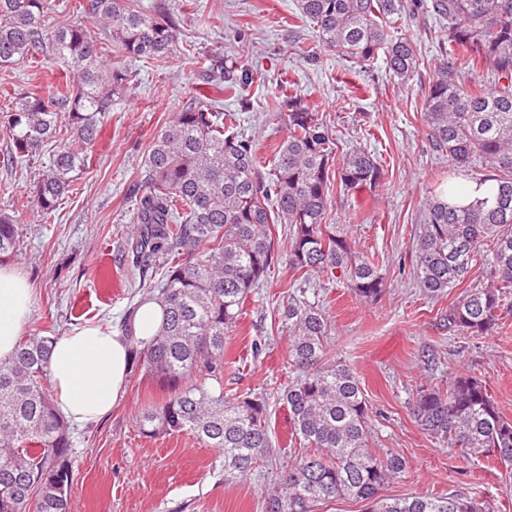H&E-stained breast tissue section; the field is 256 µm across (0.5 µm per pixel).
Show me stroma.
I'll use <instances>...</instances> for the list:
<instances>
[{
  "mask_svg": "<svg viewBox=\"0 0 512 512\" xmlns=\"http://www.w3.org/2000/svg\"><path fill=\"white\" fill-rule=\"evenodd\" d=\"M139 4L149 14L172 16L181 42L195 45L194 56L166 68L125 61L133 81L102 117L89 169L52 213L15 207L37 180L39 164L0 163V210L16 209L23 240L5 263L25 274L35 291L29 334L58 337L88 323L123 329L128 308L143 296L127 271L123 247L133 211L129 186L148 147L190 93L203 91L205 73L218 62L254 66L258 74L242 101L224 94L219 100L225 110L238 112L241 128L254 135L266 158L287 136L284 121L267 104L297 92L337 131L340 152L361 147L381 159L383 183L334 193L332 219L356 256L378 258L387 288L380 299L365 303L342 283L297 280L281 257L267 282L250 293L224 341L225 394L268 395L272 443L283 462H292L293 428L281 395L294 372L280 298L302 293L328 306V346L361 383L372 411V448L396 452L407 462L404 476L387 484L384 496L461 491L482 496L494 512H512V477L501 464L440 445L411 413L419 390L467 372L486 383L500 412L512 419V300L504 301L492 335L453 337L448 307L459 289L432 298L414 278L425 203L448 181V158L434 151L421 112L441 56L442 19L431 13L412 23L420 68L401 87L384 58L361 67L315 51L312 28L294 17V0ZM208 15L215 24L205 23ZM59 70L53 61L38 68L25 60L0 67V110L12 106L30 82L48 84ZM161 397L157 381L136 370L107 417L71 425L70 512H261L260 490L247 480L225 478L217 450L184 434L140 432L141 407Z\"/></svg>",
  "mask_w": 512,
  "mask_h": 512,
  "instance_id": "stroma-1",
  "label": "stroma"
}]
</instances>
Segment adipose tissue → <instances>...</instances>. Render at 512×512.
Returning <instances> with one entry per match:
<instances>
[{
  "instance_id": "obj_1",
  "label": "adipose tissue",
  "mask_w": 512,
  "mask_h": 512,
  "mask_svg": "<svg viewBox=\"0 0 512 512\" xmlns=\"http://www.w3.org/2000/svg\"><path fill=\"white\" fill-rule=\"evenodd\" d=\"M33 306L34 289L26 277L0 267V361L13 356ZM129 372V345L118 332L87 324L59 337L49 361L58 412L73 423L101 418L121 397Z\"/></svg>"
}]
</instances>
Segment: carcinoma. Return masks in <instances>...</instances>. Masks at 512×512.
Here are the masks:
<instances>
[{"instance_id": "carcinoma-1", "label": "carcinoma", "mask_w": 512, "mask_h": 512, "mask_svg": "<svg viewBox=\"0 0 512 512\" xmlns=\"http://www.w3.org/2000/svg\"><path fill=\"white\" fill-rule=\"evenodd\" d=\"M297 15L312 25L322 47L357 65L385 57L391 76L406 82L420 66L416 46L403 29L431 11L447 20L445 40L453 63L442 59L423 101L433 147L471 182L492 192L464 205L445 194L427 204L415 248L419 287L433 297L448 294L489 248L486 286L467 288L448 308V335H487L512 295V0H295ZM52 0H0V66L24 58L51 57L62 72L52 85L21 96L0 115L9 160L30 162L52 139L61 147L33 185L30 202L41 213L59 200L90 162L99 119L125 91L130 72L117 63L135 58L169 63L177 51L172 17L159 20L138 0H74L80 17L104 23L103 47L81 24L49 26ZM487 69L495 88L466 87L459 74ZM216 88L239 95L254 71L218 65ZM283 113L287 138L271 168L260 164L254 140L224 121L204 93L190 96L154 136L135 199L128 252L129 273L149 288L148 300L164 313L150 340L135 336L137 307L126 322L131 364L157 380L165 396L137 417L142 433H188L223 457L224 477L266 487L262 512H314L348 496L369 512H492L474 495L385 498L384 485L407 463L369 447L372 411L360 382L331 356V322L324 307L288 297L283 307L290 333L289 361L297 375L283 401L300 449L284 465L270 441L266 397L224 394V338L249 293L268 277L275 249L271 226L288 225V266L300 279L325 276L364 301L378 299L385 277L371 261L352 255L346 237L330 223L332 187L343 193L379 186L385 170L357 148L336 160L337 138L319 113L298 95L273 103ZM14 216L0 212V259L15 253ZM165 269L146 283L152 267ZM55 337L19 338L14 356L0 362V512H69L72 441L58 414L48 375ZM426 434L466 455L512 466V419L504 417L486 384L459 373L447 386L421 390L412 403Z\"/></svg>"}]
</instances>
